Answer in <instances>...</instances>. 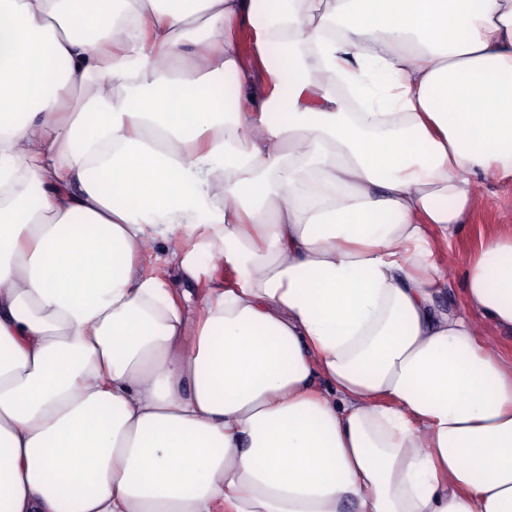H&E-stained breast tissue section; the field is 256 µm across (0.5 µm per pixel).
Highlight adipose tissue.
<instances>
[{"instance_id": "ef3b65f1", "label": "adipose tissue", "mask_w": 512, "mask_h": 512, "mask_svg": "<svg viewBox=\"0 0 512 512\" xmlns=\"http://www.w3.org/2000/svg\"><path fill=\"white\" fill-rule=\"evenodd\" d=\"M489 171L512 0H0V512H512ZM512 227V180L494 172L481 174L476 202L465 224H461L448 245H437L442 272L443 300L448 307H459L463 295V273L468 254L485 236ZM479 340L485 345L498 350L505 357H512V335L511 332L496 329L484 321L477 322Z\"/></svg>"}]
</instances>
